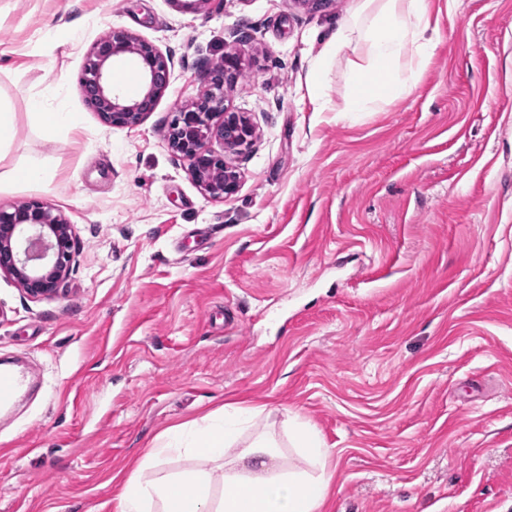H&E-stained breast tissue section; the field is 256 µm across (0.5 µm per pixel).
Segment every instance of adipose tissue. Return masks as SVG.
Listing matches in <instances>:
<instances>
[{
    "mask_svg": "<svg viewBox=\"0 0 512 512\" xmlns=\"http://www.w3.org/2000/svg\"><path fill=\"white\" fill-rule=\"evenodd\" d=\"M441 39L429 0H359L351 19L336 35V50L365 47L363 62L351 67L348 111L363 112L382 101L403 98ZM28 116L43 140L77 130L72 112H50L43 96L28 101ZM15 114L0 102V194L40 188L53 178L41 158L11 161ZM255 409L231 406L199 427L169 430L168 441L147 449L127 479L120 512H319L333 481L323 469L328 454L317 436L298 426L293 445L308 462L305 470L284 469L272 441L263 435L241 444L244 422ZM192 458V469L164 474L158 467L174 452Z\"/></svg>",
    "mask_w": 512,
    "mask_h": 512,
    "instance_id": "obj_1",
    "label": "adipose tissue"
}]
</instances>
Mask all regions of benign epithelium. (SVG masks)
I'll return each instance as SVG.
<instances>
[{
    "instance_id": "1",
    "label": "benign epithelium",
    "mask_w": 512,
    "mask_h": 512,
    "mask_svg": "<svg viewBox=\"0 0 512 512\" xmlns=\"http://www.w3.org/2000/svg\"><path fill=\"white\" fill-rule=\"evenodd\" d=\"M130 55L143 79L139 95L124 100L114 91L106 69L112 58ZM173 61L155 45L133 33L111 28L87 53L81 86L88 104L108 126H135L153 111L169 86ZM240 76L235 51L224 54V68L212 88L176 113L169 132L173 153L189 161L191 176L205 196L224 199L239 186L240 172L227 156L249 145L255 129L246 117L224 104V83ZM222 143L223 152L210 146ZM75 229L58 209L38 200L6 210L0 207V273L13 279L31 298L52 297L66 278L75 257Z\"/></svg>"
}]
</instances>
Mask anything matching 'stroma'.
<instances>
[{
    "label": "stroma",
    "mask_w": 512,
    "mask_h": 512,
    "mask_svg": "<svg viewBox=\"0 0 512 512\" xmlns=\"http://www.w3.org/2000/svg\"><path fill=\"white\" fill-rule=\"evenodd\" d=\"M358 0H0L13 157L55 171L39 200L74 224L58 295L0 275V362L33 379L0 411V512H118L167 427L229 403L329 448L320 512H512V0H431L442 40L410 94L347 111L349 64L316 61ZM126 29L171 56L134 127L105 125L81 76ZM257 139L237 192L207 198L172 153L175 113L211 87ZM77 136L42 140L48 85ZM325 111H318V104ZM27 115L37 126L45 141H55L61 134L80 127L78 116L73 112H47L44 97L32 96L28 101Z\"/></svg>",
    "instance_id": "35a3bbf8"
}]
</instances>
